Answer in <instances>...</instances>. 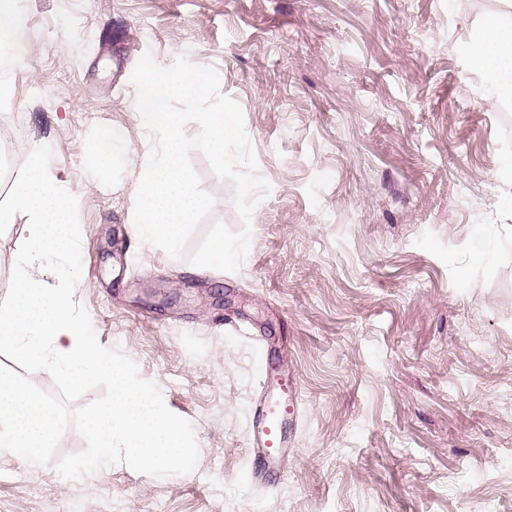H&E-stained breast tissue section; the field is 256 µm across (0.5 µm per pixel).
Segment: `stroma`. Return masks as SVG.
Wrapping results in <instances>:
<instances>
[{
	"label": "stroma",
	"instance_id": "35a3bbf8",
	"mask_svg": "<svg viewBox=\"0 0 512 512\" xmlns=\"http://www.w3.org/2000/svg\"><path fill=\"white\" fill-rule=\"evenodd\" d=\"M502 0H21L0 159L77 196L74 298L189 420L188 475L68 481L0 453V512H512V103L462 47ZM215 67L271 186L235 273L142 244L145 52ZM115 133L109 168L90 146ZM209 222L242 223L202 155ZM28 218L0 236V300ZM299 379L294 453L249 480L255 347Z\"/></svg>",
	"mask_w": 512,
	"mask_h": 512
}]
</instances>
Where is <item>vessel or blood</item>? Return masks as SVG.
Returning a JSON list of instances; mask_svg holds the SVG:
<instances>
[{"label": "vessel or blood", "instance_id": "obj_1", "mask_svg": "<svg viewBox=\"0 0 512 512\" xmlns=\"http://www.w3.org/2000/svg\"><path fill=\"white\" fill-rule=\"evenodd\" d=\"M258 377L261 394L250 424L249 440L254 455L250 477L263 481L284 477L292 451V430L298 419V378L285 368H270L260 361Z\"/></svg>", "mask_w": 512, "mask_h": 512}]
</instances>
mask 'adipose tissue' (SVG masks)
<instances>
[{"label":"adipose tissue","instance_id":"adipose-tissue-1","mask_svg":"<svg viewBox=\"0 0 512 512\" xmlns=\"http://www.w3.org/2000/svg\"><path fill=\"white\" fill-rule=\"evenodd\" d=\"M468 70L483 74L495 101H512V0L488 16L479 35L463 49Z\"/></svg>","mask_w":512,"mask_h":512}]
</instances>
